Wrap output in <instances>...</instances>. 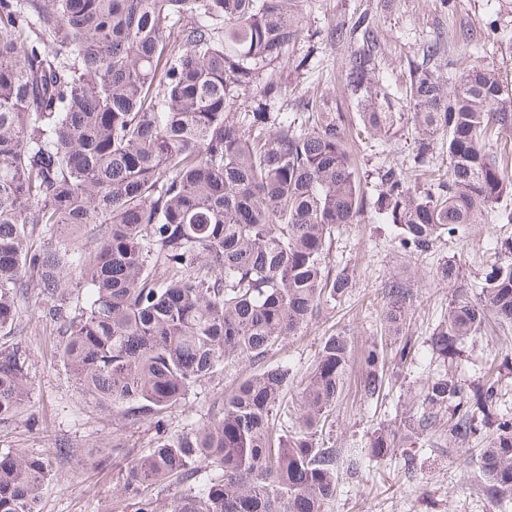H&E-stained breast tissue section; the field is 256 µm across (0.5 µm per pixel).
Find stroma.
Segmentation results:
<instances>
[{"instance_id":"obj_1","label":"stroma","mask_w":512,"mask_h":512,"mask_svg":"<svg viewBox=\"0 0 512 512\" xmlns=\"http://www.w3.org/2000/svg\"><path fill=\"white\" fill-rule=\"evenodd\" d=\"M363 14L378 31L379 77L397 110L405 108L401 80L408 61L438 33L448 38L452 72L479 65L512 84V0H298L305 37L288 49L287 88L273 100L271 111L297 117L299 96L318 88L340 102L348 118H355L343 82L348 48L330 41L327 33L332 25ZM351 150L372 203L379 193L380 168L396 165L411 176L418 166L412 137L404 132L389 140L353 141ZM396 235L393 225L375 215L365 223L337 229L327 265L334 273L348 270L351 288L323 304L298 335L267 357L273 364L286 363L290 383L297 384L308 376L324 338L345 332L356 356L326 420L323 440L361 450L380 431H395L401 437L386 457L365 461L358 475L340 473L327 512H512V503L495 504L481 489L477 456L486 445L483 436L454 441L444 428L422 433L403 425L415 413L428 378L448 368L433 353L431 337L447 317L449 301L459 292L476 295L491 243L512 239V224L498 223L495 211H488L466 237L442 239L421 255L404 253ZM446 262L458 268L456 281L438 280L436 271ZM395 275L407 278L416 296L405 328L414 354L403 364L387 354L385 395L366 400L360 393L364 368L359 355L380 338L383 286ZM21 321V333L5 337L4 343L19 346L23 353L31 393L17 419L0 422V452L22 450L47 459L50 478L40 493L39 512H113L120 497L119 469L141 456L157 437L177 435L189 423L217 414L225 393L254 370L251 363L226 360L162 421L133 423L92 409L82 399L58 359L61 338L37 306L23 305ZM507 358L512 361V332L481 333L461 345L449 368L470 384L481 380L489 368L500 367L502 391L512 407V364H503ZM61 445L69 447L68 455L58 454Z\"/></svg>"}]
</instances>
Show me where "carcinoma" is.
Here are the masks:
<instances>
[{
  "label": "carcinoma",
  "mask_w": 512,
  "mask_h": 512,
  "mask_svg": "<svg viewBox=\"0 0 512 512\" xmlns=\"http://www.w3.org/2000/svg\"><path fill=\"white\" fill-rule=\"evenodd\" d=\"M302 35L296 0H0V334L19 332L21 304L36 297L87 403L130 422L156 418L224 360L263 362L347 293L348 274L326 266L336 226L367 214L347 113L323 97L299 100V125L233 111L245 92L282 90L262 72L287 69ZM330 38L354 46L345 84L364 132L397 136L405 113L379 84L376 28L360 16ZM444 56L442 37L423 45L405 100L420 163L438 143L447 170L422 185L399 167L378 173V210L416 255L512 196L497 156V139L512 135L507 85L473 66L450 86ZM72 288L86 291L78 307ZM384 298V336L404 362L414 292L393 277ZM491 318L512 325V241L493 248L476 299L449 303L432 350L453 356ZM351 356L349 337H326L296 403L285 400L282 363L241 379L217 416L120 469L121 512H326L342 464L364 459L318 443ZM361 361L362 395L378 398L384 347ZM30 391L25 358L0 349V421ZM498 403L490 379L467 390L438 374L415 417L424 432L454 406L455 438L495 420L478 459L494 502L512 499V419ZM395 447L380 432L367 456ZM48 475L41 457L0 452V512H39Z\"/></svg>",
  "instance_id": "carcinoma-1"
}]
</instances>
